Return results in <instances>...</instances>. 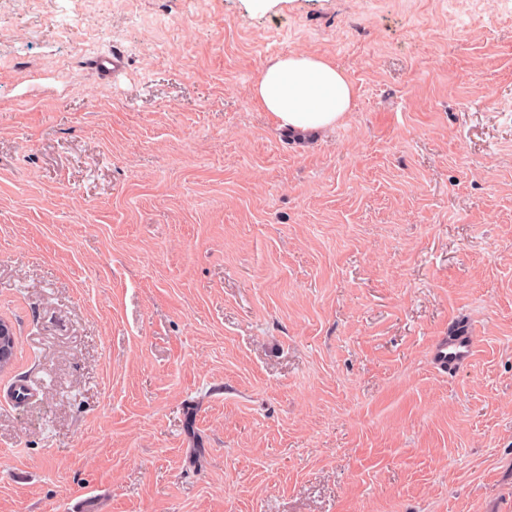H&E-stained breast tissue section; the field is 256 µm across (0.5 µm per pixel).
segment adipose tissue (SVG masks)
<instances>
[{
    "mask_svg": "<svg viewBox=\"0 0 512 512\" xmlns=\"http://www.w3.org/2000/svg\"><path fill=\"white\" fill-rule=\"evenodd\" d=\"M254 93L274 122L293 132H315L341 122L353 107L354 88L334 64L303 53L277 58Z\"/></svg>",
    "mask_w": 512,
    "mask_h": 512,
    "instance_id": "1",
    "label": "adipose tissue"
}]
</instances>
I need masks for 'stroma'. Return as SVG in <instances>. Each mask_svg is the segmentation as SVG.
Wrapping results in <instances>:
<instances>
[{"instance_id":"obj_1","label":"stroma","mask_w":512,"mask_h":512,"mask_svg":"<svg viewBox=\"0 0 512 512\" xmlns=\"http://www.w3.org/2000/svg\"><path fill=\"white\" fill-rule=\"evenodd\" d=\"M1 317L0 512H512V0H0ZM90 68L104 79H116L123 69L126 61L121 50L112 49L106 53H100L90 61ZM254 93L279 127L299 133L341 122L351 112L355 94L342 70L303 53H290L270 63ZM475 355L474 336L466 325H455L449 332L435 342L431 348L434 364L448 374L456 372L470 364Z\"/></svg>"}]
</instances>
